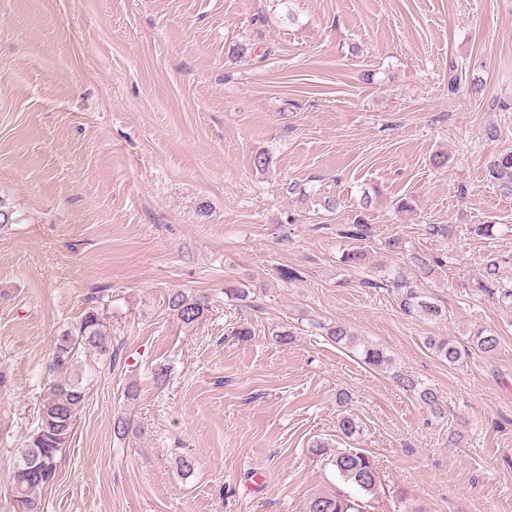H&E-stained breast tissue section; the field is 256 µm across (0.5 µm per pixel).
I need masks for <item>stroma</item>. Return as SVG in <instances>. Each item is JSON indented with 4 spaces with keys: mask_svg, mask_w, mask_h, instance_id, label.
<instances>
[{
    "mask_svg": "<svg viewBox=\"0 0 512 512\" xmlns=\"http://www.w3.org/2000/svg\"><path fill=\"white\" fill-rule=\"evenodd\" d=\"M500 152H512V0H0V199L22 218L0 226V512L55 338L104 289L120 355L90 357L44 512H299L340 484L319 443L372 456L366 512H512V308L475 288L491 253L512 284V230L469 231L512 227V196L487 174ZM405 196L414 212L395 209ZM360 214L372 235L354 270L340 231ZM391 236L401 249H385ZM415 253L437 259L430 276ZM392 268L447 321L362 287ZM232 283L248 301L225 296ZM175 290L208 296L206 319L177 321ZM338 322L393 370L330 341ZM283 324L288 345L272 334ZM239 325L248 340L229 339ZM477 326L498 332L495 357L451 366L424 346ZM396 370L437 388L447 417ZM346 414L359 434L339 431ZM393 379L399 388L414 396L435 418L444 419L447 417L448 403L437 388L404 372L397 371Z\"/></svg>",
    "mask_w": 512,
    "mask_h": 512,
    "instance_id": "35a3bbf8",
    "label": "stroma"
}]
</instances>
